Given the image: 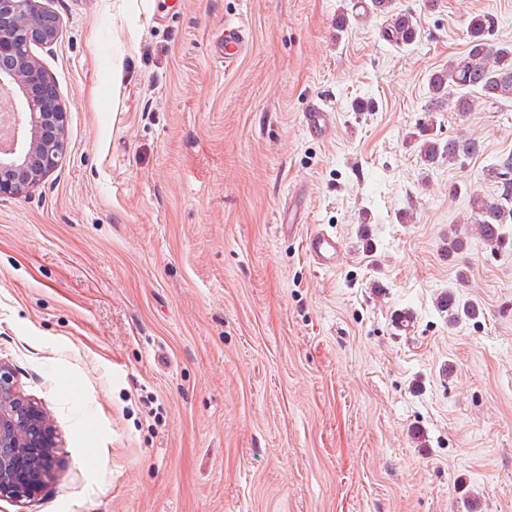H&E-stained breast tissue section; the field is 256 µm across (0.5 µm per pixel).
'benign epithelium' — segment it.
Instances as JSON below:
<instances>
[{
    "label": "benign epithelium",
    "mask_w": 512,
    "mask_h": 512,
    "mask_svg": "<svg viewBox=\"0 0 512 512\" xmlns=\"http://www.w3.org/2000/svg\"><path fill=\"white\" fill-rule=\"evenodd\" d=\"M56 16L38 0H0V92L9 91L17 123L10 146L0 144V197L41 182L65 149L67 112L31 45L51 46ZM55 432L45 409L24 396L11 367L0 361V496L24 504L56 468Z\"/></svg>",
    "instance_id": "1"
}]
</instances>
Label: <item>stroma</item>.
Segmentation results:
<instances>
[{
    "instance_id": "1",
    "label": "stroma",
    "mask_w": 512,
    "mask_h": 512,
    "mask_svg": "<svg viewBox=\"0 0 512 512\" xmlns=\"http://www.w3.org/2000/svg\"><path fill=\"white\" fill-rule=\"evenodd\" d=\"M39 2L67 148L0 198V360L60 462L0 512H512V224L496 250L467 221L512 102L433 112L428 87L473 16L512 44V0H391L418 23L400 47L355 0ZM421 127L482 150L425 166ZM317 230L335 269L305 253ZM448 289L480 317L449 325ZM244 44V30L239 25L226 24L224 37H221L212 46L211 52L217 59L225 63H232ZM303 122L309 135L320 139L327 138L334 127L330 112H327L318 97L313 98L306 112H303ZM304 250L313 264L322 269L335 267L341 259L339 239L323 231H316L306 236Z\"/></svg>"
}]
</instances>
